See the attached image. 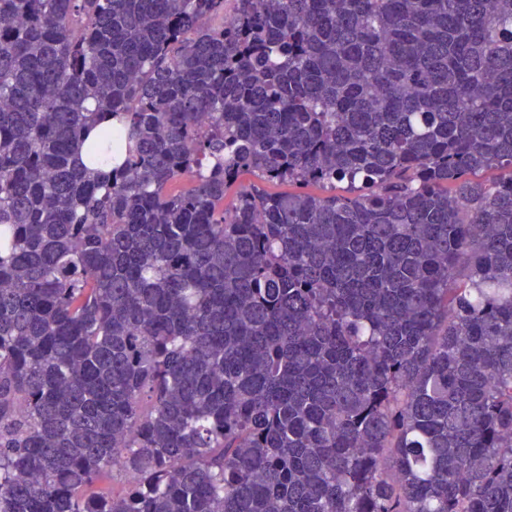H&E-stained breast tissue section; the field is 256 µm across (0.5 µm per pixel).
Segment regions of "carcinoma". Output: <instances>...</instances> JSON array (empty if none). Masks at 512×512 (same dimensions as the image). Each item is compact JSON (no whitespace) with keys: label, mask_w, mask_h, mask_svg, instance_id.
<instances>
[{"label":"carcinoma","mask_w":512,"mask_h":512,"mask_svg":"<svg viewBox=\"0 0 512 512\" xmlns=\"http://www.w3.org/2000/svg\"><path fill=\"white\" fill-rule=\"evenodd\" d=\"M224 2L0 0V512H512V0Z\"/></svg>","instance_id":"obj_1"}]
</instances>
